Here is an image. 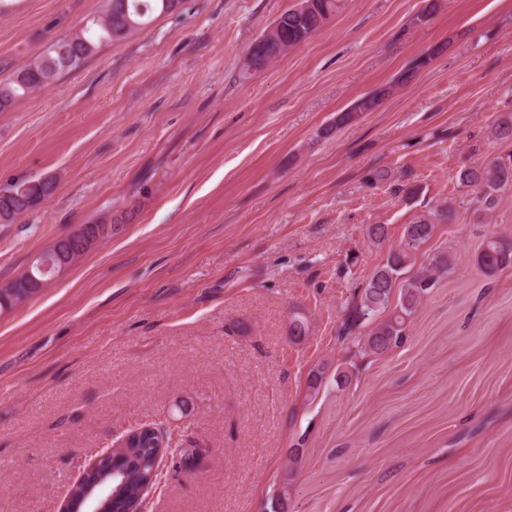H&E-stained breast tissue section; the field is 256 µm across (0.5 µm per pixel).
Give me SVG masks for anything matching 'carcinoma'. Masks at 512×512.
Listing matches in <instances>:
<instances>
[{
    "label": "carcinoma",
    "mask_w": 512,
    "mask_h": 512,
    "mask_svg": "<svg viewBox=\"0 0 512 512\" xmlns=\"http://www.w3.org/2000/svg\"><path fill=\"white\" fill-rule=\"evenodd\" d=\"M177 0H109V6L101 16H95L77 31L70 32L51 42L33 60L15 70L9 79L0 82V111L10 107L18 98L39 91L53 84L61 75L77 70L104 44L127 39L144 29L162 14L172 12ZM344 6V0H301L299 5L285 11L275 24L250 46L245 63V72L256 71L271 64L280 55L308 40L324 27ZM384 91L356 100L344 112L336 116L335 126L353 121L362 112H370L380 101ZM459 188L472 194L468 204L475 210L486 213L495 208L499 193L512 186V154L499 156L489 162L459 171ZM55 191V185L46 184L35 189L27 206L19 209L10 223H15L37 203L46 200ZM434 214L420 215L406 225L399 245L388 251L385 262L370 275L357 299L345 316L338 332L342 339L360 334L361 328L371 326L364 345L376 354L387 351L391 344L406 334L407 324L418 301L434 281L427 275L402 280L401 276L413 261L416 252L432 236ZM477 263L487 274L512 265V247L497 237L486 240L477 255ZM43 281L48 276L33 261L27 269L11 282L0 287V311L9 310L34 295L28 291L31 277ZM400 289L398 304L384 319L379 315L389 304L394 289ZM157 432L144 433L132 440L124 449V461L120 468L123 476L112 477L109 473L110 458L105 457L98 465L87 471L73 485L75 496L85 493L94 496L97 490L112 484V505L118 508L135 509L146 487L157 476L159 464L168 453H176L182 466L190 470L195 451L190 448L171 449L158 445Z\"/></svg>",
    "instance_id": "1"
}]
</instances>
